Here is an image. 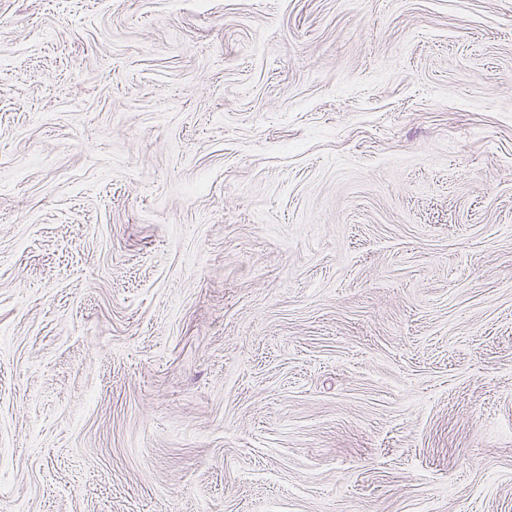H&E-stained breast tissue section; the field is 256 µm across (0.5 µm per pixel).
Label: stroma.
Returning a JSON list of instances; mask_svg holds the SVG:
<instances>
[{"instance_id": "obj_1", "label": "stroma", "mask_w": 512, "mask_h": 512, "mask_svg": "<svg viewBox=\"0 0 512 512\" xmlns=\"http://www.w3.org/2000/svg\"><path fill=\"white\" fill-rule=\"evenodd\" d=\"M0 512H512V0H0Z\"/></svg>"}]
</instances>
